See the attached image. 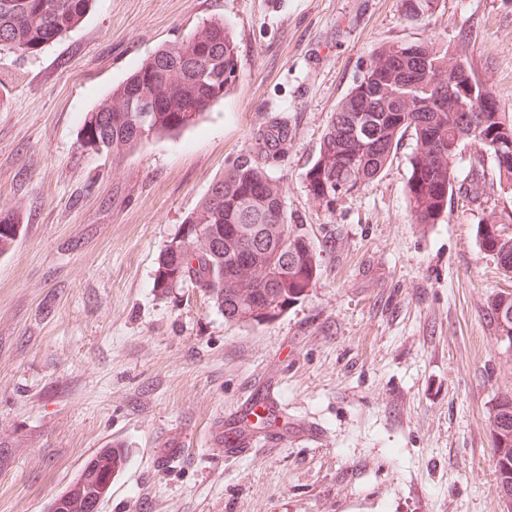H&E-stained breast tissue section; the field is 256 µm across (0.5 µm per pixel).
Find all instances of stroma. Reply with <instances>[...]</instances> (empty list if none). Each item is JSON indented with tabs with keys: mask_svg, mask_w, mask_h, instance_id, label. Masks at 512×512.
Listing matches in <instances>:
<instances>
[{
	"mask_svg": "<svg viewBox=\"0 0 512 512\" xmlns=\"http://www.w3.org/2000/svg\"><path fill=\"white\" fill-rule=\"evenodd\" d=\"M239 79L198 123L122 160L83 150L86 113L162 46L211 18ZM441 37L512 115V0H96L61 41L0 51V209L21 237L0 255V512H47L103 448L126 465L97 512H504L489 411L512 391V348L487 301L512 290L476 226L512 213L452 196L411 223V138L332 207L304 173L374 50ZM288 125L271 168L318 280L276 321L242 327L186 285L154 288L160 250L268 118ZM276 390L316 440L230 457L208 431ZM181 458L159 464L164 443ZM403 14L410 20H424L432 16L440 0H402Z\"/></svg>",
	"mask_w": 512,
	"mask_h": 512,
	"instance_id": "stroma-1",
	"label": "stroma"
}]
</instances>
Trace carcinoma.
<instances>
[{
  "label": "carcinoma",
  "instance_id": "carcinoma-1",
  "mask_svg": "<svg viewBox=\"0 0 512 512\" xmlns=\"http://www.w3.org/2000/svg\"><path fill=\"white\" fill-rule=\"evenodd\" d=\"M93 0H0V49L37 53L60 41L87 15ZM440 0H402L410 20L432 16ZM466 48L441 39L385 45L374 51L365 77L331 113L319 152L305 171L314 202L327 207L358 192L386 168L401 139L414 142L407 196L416 224H436L448 197L457 193L479 209L493 191L512 194V169L492 168L482 158L496 152L495 142L512 143V116L484 112L464 117L448 98V78ZM427 63V82L411 94L400 92L417 62ZM238 78L234 35L213 18L190 37L165 45L87 112L81 147L121 160L144 142L194 125L224 98ZM161 107L134 111L142 99ZM364 111H353V102ZM466 146L474 148L468 168L454 166ZM288 151V125L271 118L259 127L251 149L240 154L186 217L179 234L160 251L154 287L163 293L189 284L215 300L224 318L242 326L271 323L315 286L319 254L284 212L280 182L271 163ZM512 215H490L476 227L480 250L493 256L500 272L512 278ZM22 224L17 209L0 210V255L11 252ZM499 336L512 337V291L487 302ZM497 471L495 492L512 512V392L497 396L489 413ZM70 512H94L99 491L89 479Z\"/></svg>",
  "mask_w": 512,
  "mask_h": 512
}]
</instances>
